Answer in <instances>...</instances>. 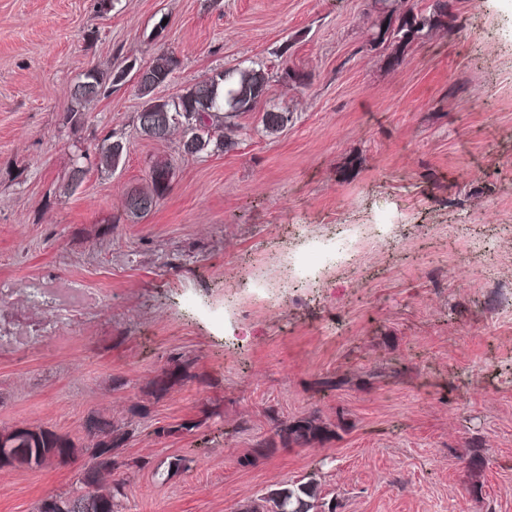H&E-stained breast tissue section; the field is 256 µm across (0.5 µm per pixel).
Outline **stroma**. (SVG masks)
<instances>
[{"instance_id":"1","label":"stroma","mask_w":512,"mask_h":512,"mask_svg":"<svg viewBox=\"0 0 512 512\" xmlns=\"http://www.w3.org/2000/svg\"><path fill=\"white\" fill-rule=\"evenodd\" d=\"M435 3L0 0V429L81 447L89 417L133 423L126 512H237L311 479L336 512H512V0ZM409 14L420 37H380ZM164 51L166 96L268 73L233 151L143 136L131 74L66 122L87 69ZM160 161L169 189L126 219ZM340 232L345 264L308 246ZM304 418L322 440L276 436ZM82 464L0 467V512Z\"/></svg>"}]
</instances>
